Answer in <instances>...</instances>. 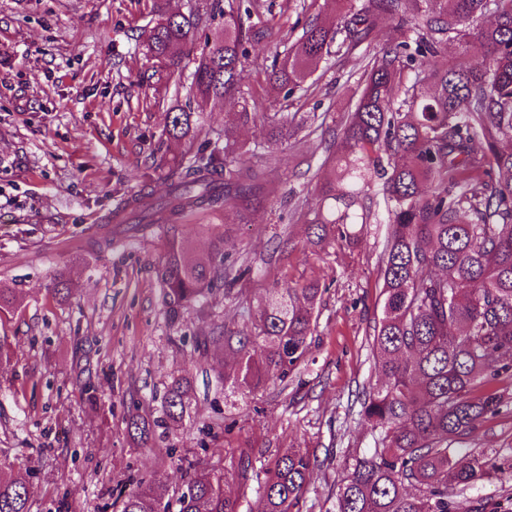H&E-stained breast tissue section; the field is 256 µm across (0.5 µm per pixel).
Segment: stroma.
Returning a JSON list of instances; mask_svg holds the SVG:
<instances>
[{"label": "stroma", "mask_w": 512, "mask_h": 512, "mask_svg": "<svg viewBox=\"0 0 512 512\" xmlns=\"http://www.w3.org/2000/svg\"><path fill=\"white\" fill-rule=\"evenodd\" d=\"M197 5L0 0V283L17 296L0 324L10 356L0 366V473L29 481L30 512H114L120 491L140 478H159L168 499L188 464L219 467L225 453L245 452L259 470L288 448L318 461L301 512H334L348 454L372 446L359 396L376 380L368 332L382 311L384 234L321 241L309 226L328 172L325 141L359 90L363 52L321 62L306 96H285L266 79L303 23L335 21L336 0H258L246 24L260 37L240 93L199 109L210 137L237 140L247 163L264 168L273 198L241 224L218 211L173 229L112 221L125 201L165 199L171 160L189 148L165 128L188 99L191 70L159 88L143 82L151 68L141 41L156 8L185 14ZM246 104L294 114L300 128L267 149L261 125L235 120ZM210 224L224 227L225 266L251 274L171 315L158 276L168 237L177 233L205 259ZM59 278L68 297L53 292ZM312 282L321 293L304 362L253 392L219 383L233 356L203 342L228 326L250 333L268 289ZM180 374L192 378L182 425L138 444L129 416L161 417L165 388ZM461 445L512 455V406Z\"/></svg>", "instance_id": "1"}]
</instances>
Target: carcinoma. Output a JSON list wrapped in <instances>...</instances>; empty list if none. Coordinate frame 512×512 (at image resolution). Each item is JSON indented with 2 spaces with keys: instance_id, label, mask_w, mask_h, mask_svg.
<instances>
[{
  "instance_id": "1",
  "label": "carcinoma",
  "mask_w": 512,
  "mask_h": 512,
  "mask_svg": "<svg viewBox=\"0 0 512 512\" xmlns=\"http://www.w3.org/2000/svg\"><path fill=\"white\" fill-rule=\"evenodd\" d=\"M346 4L336 26L310 22L291 55L273 64L271 78L291 95L331 49L350 52L376 41L378 23L398 21L400 40L364 57L365 83L340 131L332 133L331 168L317 187L319 238L349 240L353 224L385 226L379 258L382 317L372 328L378 383L364 389L361 416L373 448L351 455L336 493V512H512V495L488 502L464 493L498 465L483 454L460 455L454 444L477 424L512 404V392L486 387L512 370V0H365ZM252 0H225L215 11L199 0L189 14L159 16L148 31L145 56L157 81L181 67L202 25L213 36L193 57L192 98L226 99L240 92L247 45L254 38L243 16ZM494 22L481 24L486 16ZM221 22H216V18ZM477 41L480 59L441 61L450 42ZM191 108H179L168 139L200 134ZM295 133L283 114L267 131L281 145ZM241 146L205 139L190 157L173 160L166 200L136 202L138 223L173 224L186 213L245 211L269 194L265 173L246 166ZM382 194L378 215L365 204ZM207 261L176 237L158 275L170 313L201 301L224 281V225H210ZM315 284L271 288L253 335L229 325L212 345L237 358L224 381L255 391L269 377L285 379L309 350ZM190 407V380L175 377L163 397L162 422L130 418L147 444L160 424L179 426ZM314 469L310 454L288 448L271 467L255 470L240 456L224 467L186 475L176 497L164 500L153 479L120 492V512H238L225 486L256 483L259 512H300ZM29 482L0 478V512H28Z\"/></svg>"
}]
</instances>
